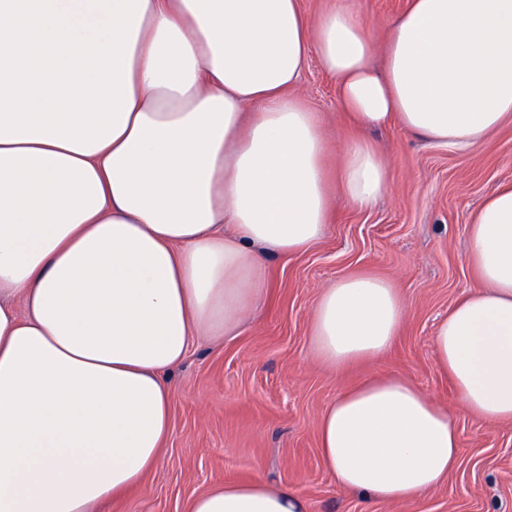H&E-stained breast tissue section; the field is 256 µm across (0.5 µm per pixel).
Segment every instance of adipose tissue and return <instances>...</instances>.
Returning <instances> with one entry per match:
<instances>
[{"label": "adipose tissue", "mask_w": 512, "mask_h": 512, "mask_svg": "<svg viewBox=\"0 0 512 512\" xmlns=\"http://www.w3.org/2000/svg\"><path fill=\"white\" fill-rule=\"evenodd\" d=\"M132 45L134 106L110 145L0 143V512H90L140 486L171 431L172 370L262 303L267 257L323 237L325 133L288 93L310 60L365 131L395 121L464 150L512 118V0H410L381 71L342 4L310 17L299 0H148ZM339 182L354 205L387 192L372 143L345 147ZM469 263L482 287L439 321L435 363L469 412L512 421V183L480 203ZM405 309L386 279L340 278L314 308L313 351L369 361ZM317 437L337 485L369 503L436 488L460 457L447 409L406 377L341 393ZM186 512L304 504L255 479Z\"/></svg>", "instance_id": "1"}]
</instances>
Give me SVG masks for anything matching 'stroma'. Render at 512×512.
<instances>
[{
    "label": "stroma",
    "mask_w": 512,
    "mask_h": 512,
    "mask_svg": "<svg viewBox=\"0 0 512 512\" xmlns=\"http://www.w3.org/2000/svg\"><path fill=\"white\" fill-rule=\"evenodd\" d=\"M376 45L408 0H352ZM294 96L318 112L337 181L342 150L359 130L336 103V81L310 65ZM383 154L389 190L360 207L334 196L323 238L267 261L269 287L237 335L201 342L170 376L172 430L157 467L121 500L96 512H185L194 496L227 481L289 488L306 512H512V422L466 411L434 363L437 322L480 288L467 260L468 229L483 198L512 182V120L474 148L451 151L390 123L369 135ZM370 274L393 283L406 311L382 356L342 370L315 357L310 320L320 292ZM401 375L451 414L460 460L446 482L402 504H367L322 467L316 423L344 390Z\"/></svg>",
    "instance_id": "35a3bbf8"
}]
</instances>
